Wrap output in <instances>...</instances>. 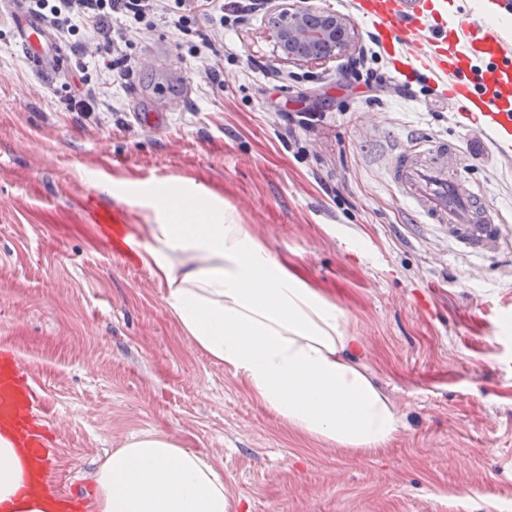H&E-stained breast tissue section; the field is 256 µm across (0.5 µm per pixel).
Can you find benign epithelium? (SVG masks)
I'll use <instances>...</instances> for the list:
<instances>
[{
  "instance_id": "7a95c632",
  "label": "benign epithelium",
  "mask_w": 512,
  "mask_h": 512,
  "mask_svg": "<svg viewBox=\"0 0 512 512\" xmlns=\"http://www.w3.org/2000/svg\"><path fill=\"white\" fill-rule=\"evenodd\" d=\"M278 12L272 29L278 61L290 65L318 64L346 55L357 47L354 24L336 13L319 11L303 0H293L286 8L278 0H260Z\"/></svg>"
}]
</instances>
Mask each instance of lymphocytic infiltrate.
<instances>
[{"instance_id": "1", "label": "lymphocytic infiltrate", "mask_w": 512, "mask_h": 512, "mask_svg": "<svg viewBox=\"0 0 512 512\" xmlns=\"http://www.w3.org/2000/svg\"><path fill=\"white\" fill-rule=\"evenodd\" d=\"M31 12L44 18L55 35L70 41L78 55L96 59L100 70L124 75L131 57L129 33L137 25L162 20L178 35L185 34L190 14L207 11L209 0H27ZM84 18L86 28L77 27ZM122 25H113V18Z\"/></svg>"}]
</instances>
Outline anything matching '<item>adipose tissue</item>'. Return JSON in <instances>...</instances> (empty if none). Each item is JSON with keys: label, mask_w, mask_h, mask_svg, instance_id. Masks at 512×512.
I'll list each match as a JSON object with an SVG mask.
<instances>
[{"label": "adipose tissue", "mask_w": 512, "mask_h": 512, "mask_svg": "<svg viewBox=\"0 0 512 512\" xmlns=\"http://www.w3.org/2000/svg\"><path fill=\"white\" fill-rule=\"evenodd\" d=\"M147 204L155 221L143 261L183 335L300 433L366 455L384 451L400 418L363 365L364 341L340 305L205 195L167 181ZM26 481L12 438L0 433V512H59L55 498L27 496ZM230 509L223 476L167 435L128 440L94 475L92 512Z\"/></svg>", "instance_id": "ef3b65f1"}]
</instances>
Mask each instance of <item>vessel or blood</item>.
I'll return each instance as SVG.
<instances>
[{
  "label": "vessel or blood",
  "instance_id": "b4317fda",
  "mask_svg": "<svg viewBox=\"0 0 512 512\" xmlns=\"http://www.w3.org/2000/svg\"><path fill=\"white\" fill-rule=\"evenodd\" d=\"M362 17L376 27L395 72L412 81L417 72L437 77L444 97L461 99L458 124L472 149L512 158V45L488 27L478 12H449L448 0H356ZM15 36L25 59L41 71H61L65 52L50 41L45 24L18 13ZM454 142L416 140L403 146L385 170L402 197L427 223L475 251L498 250L504 240L501 217L492 215L483 192L464 175ZM35 393L9 353L0 354V431L12 433L33 490L49 487L48 435L36 422Z\"/></svg>",
  "mask_w": 512,
  "mask_h": 512
}]
</instances>
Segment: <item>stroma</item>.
<instances>
[{
    "mask_svg": "<svg viewBox=\"0 0 512 512\" xmlns=\"http://www.w3.org/2000/svg\"><path fill=\"white\" fill-rule=\"evenodd\" d=\"M312 3L353 22L380 91L345 81L344 57L279 63L260 6L233 30L215 9L180 37L133 34L118 80L73 52L36 71L0 23V350L30 377L61 492L91 499L107 451L162 432L223 475L235 512H512V235L472 251L383 177L412 139L448 138L512 225V161L466 151L454 102L397 78L353 0ZM204 35L222 84L191 55ZM167 101L162 128L135 120ZM113 180L117 198L101 190ZM166 180L233 208L346 311L400 417L384 452L294 430L183 336L140 257L142 195Z\"/></svg>",
    "mask_w": 512,
    "mask_h": 512,
    "instance_id": "stroma-1",
    "label": "stroma"
}]
</instances>
